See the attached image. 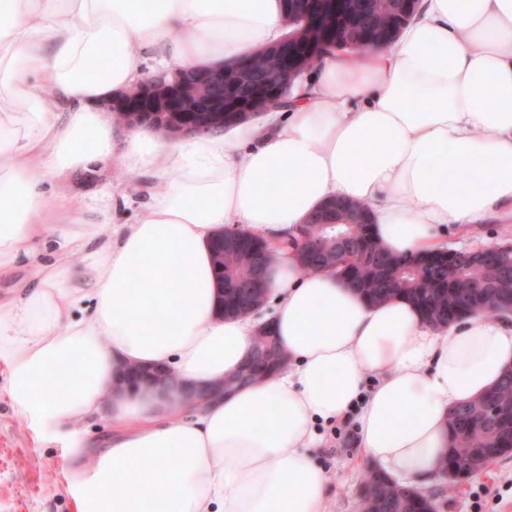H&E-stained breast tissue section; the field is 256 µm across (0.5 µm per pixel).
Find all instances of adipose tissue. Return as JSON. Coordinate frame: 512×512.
Wrapping results in <instances>:
<instances>
[{
    "instance_id": "adipose-tissue-1",
    "label": "adipose tissue",
    "mask_w": 512,
    "mask_h": 512,
    "mask_svg": "<svg viewBox=\"0 0 512 512\" xmlns=\"http://www.w3.org/2000/svg\"><path fill=\"white\" fill-rule=\"evenodd\" d=\"M283 31L281 0H0V398L47 434L109 425L67 484L76 512H327L312 450L352 411L366 458L428 486L450 410L512 369V314L436 329L403 297L305 272L295 244L336 197L366 204L396 256L443 249L445 225L512 223V0H420L395 43L329 52L288 106L222 134L170 140L104 108ZM110 159L164 186L133 222L112 223L111 196L82 218L47 196ZM237 226L276 247L286 364L203 407L121 390L131 366L217 386L250 356L260 324L221 314L213 259Z\"/></svg>"
}]
</instances>
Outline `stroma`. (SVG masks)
<instances>
[{"instance_id": "stroma-1", "label": "stroma", "mask_w": 512, "mask_h": 512, "mask_svg": "<svg viewBox=\"0 0 512 512\" xmlns=\"http://www.w3.org/2000/svg\"><path fill=\"white\" fill-rule=\"evenodd\" d=\"M126 196V220H133L138 205L154 193L157 184L146 177L119 173L113 163L93 171L77 172L70 184L76 210L93 203L101 189ZM447 248L468 250L512 243V224L489 223L477 228H447ZM355 420L343 425L341 438L326 436L316 449L317 462L330 478L328 512H357L362 477L369 461L355 444ZM84 447L73 437L34 432L26 421L0 401V512H72L63 493L72 470L90 454L89 442L102 437L105 425L80 426ZM437 512H512V455L490 464L480 474L460 482L442 479L425 487Z\"/></svg>"}]
</instances>
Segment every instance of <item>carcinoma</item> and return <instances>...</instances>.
<instances>
[{"mask_svg": "<svg viewBox=\"0 0 512 512\" xmlns=\"http://www.w3.org/2000/svg\"><path fill=\"white\" fill-rule=\"evenodd\" d=\"M359 30L343 32L348 51H368L369 37L380 19L396 17L403 0H363ZM267 67L266 49H257L242 62L224 66V86L235 91L253 87ZM312 214L300 229L298 255L309 273L328 269L356 285L372 302L402 296L420 310L424 320L446 327L474 313L500 314L512 311V244L495 245L479 251L480 258L466 250L455 256L464 275V287L454 288L448 280V252H424L409 257L388 253L374 239L372 224H349L338 214L339 224L330 229L316 222ZM240 246L224 253V314L249 316L264 300V285L251 287L252 302L242 299L240 285L251 282L253 266H268L275 247L247 230H238ZM317 239L336 252V263H326L309 254L304 239ZM361 261L347 265L348 257ZM283 364L276 341L256 337L253 352L228 384L242 386L257 375H267ZM450 443L439 466L441 477L448 470L464 467L468 479L485 469L489 459L512 454V370L489 392L473 402L455 408L449 417ZM364 494L359 512H436L434 500L417 489L397 483L383 471L371 468L363 477Z\"/></svg>", "mask_w": 512, "mask_h": 512, "instance_id": "1", "label": "carcinoma"}]
</instances>
